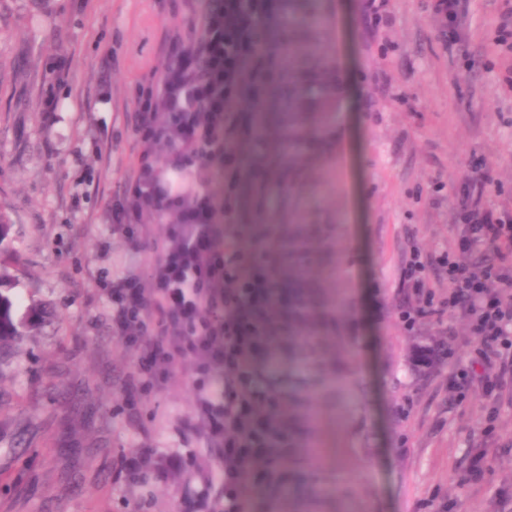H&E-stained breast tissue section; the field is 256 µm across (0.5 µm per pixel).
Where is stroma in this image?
<instances>
[{
    "instance_id": "obj_1",
    "label": "stroma",
    "mask_w": 512,
    "mask_h": 512,
    "mask_svg": "<svg viewBox=\"0 0 512 512\" xmlns=\"http://www.w3.org/2000/svg\"><path fill=\"white\" fill-rule=\"evenodd\" d=\"M157 2L0 0V209L15 249L0 259V292L17 314L48 316L0 366V512H188L200 473H219L196 443L188 373L128 403L134 356L90 281L146 262L165 226L151 223L136 252L101 219L135 157L134 84L162 63ZM432 4L387 0L376 23L364 0H314L320 22L299 48L333 68L341 101L330 151L276 210L279 223L321 228L313 277L336 316V378L312 391L316 512H512V383L492 404L479 390L458 400L447 365L422 376L413 357L466 336V320L435 314L408 330L398 315L412 248L430 258L454 246L455 191L474 160L491 176L487 204L512 212V60L490 41L512 0H469L453 51ZM57 32L79 70L47 129L41 64ZM104 75L107 105L94 98ZM172 450L197 455L182 479H117L124 454ZM478 457L482 479L461 483Z\"/></svg>"
}]
</instances>
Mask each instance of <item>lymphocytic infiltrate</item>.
I'll use <instances>...</instances> for the list:
<instances>
[{
  "label": "lymphocytic infiltrate",
  "mask_w": 512,
  "mask_h": 512,
  "mask_svg": "<svg viewBox=\"0 0 512 512\" xmlns=\"http://www.w3.org/2000/svg\"><path fill=\"white\" fill-rule=\"evenodd\" d=\"M205 37L185 40L165 32L163 48L174 62L172 74L152 69L136 86L131 127L138 146L136 162L121 191L105 208L111 231L137 243L147 224L165 213L178 221L153 241V255L138 272L97 275L99 293L109 307L112 333L135 355L128 390L141 399L176 375L175 352L192 361L194 412L202 447L223 446L227 418L224 399L213 393L214 367L234 364L238 352L225 340L224 208L237 197L227 184L224 114L236 90L218 50L225 41L220 0H197L194 13ZM209 111L201 112L197 103ZM222 182L213 193L203 177ZM487 179L476 177L458 191L453 221L462 230L456 248L425 263L412 251L401 285L412 290L400 319L406 328L427 316L464 313L470 355L457 360L452 346L425 347L420 367L452 362L451 384L458 396L475 388L495 399L512 378V214L494 212L484 201ZM482 256L481 265L470 264ZM448 276V299L435 305L427 286L430 266Z\"/></svg>",
  "instance_id": "obj_1"
}]
</instances>
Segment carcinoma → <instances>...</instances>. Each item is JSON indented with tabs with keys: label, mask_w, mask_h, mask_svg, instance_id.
I'll use <instances>...</instances> for the list:
<instances>
[{
	"label": "carcinoma",
	"mask_w": 512,
	"mask_h": 512,
	"mask_svg": "<svg viewBox=\"0 0 512 512\" xmlns=\"http://www.w3.org/2000/svg\"><path fill=\"white\" fill-rule=\"evenodd\" d=\"M230 2L225 27L231 79L238 86V97L257 100L264 86L253 72L250 56L270 42L271 34L251 24L253 0ZM305 31L303 24L295 22L279 35L283 65L275 151L264 146L265 115H249L247 136L242 133L243 115L237 108H230L225 116V125L235 130L227 155L238 166L239 185L249 186L255 206L264 210L267 221L247 227L241 209L236 208L224 222V253L238 270L227 287L241 301L232 310L227 340L239 350L240 371L251 377L249 384L241 386L233 377H224V387L231 391L224 408L230 417L238 401L250 402L251 413L239 417L229 434L236 440H249L259 423L264 441V448L247 460L224 459V512H250L254 496L265 500L270 512H292L303 487L298 477L307 472L304 445L309 439L311 401L300 386L301 376L293 372L283 377L280 364L302 361L332 373L326 340L336 330V321L311 277L318 263L319 229L314 224H290L284 229L271 213V203L282 196L283 187H299L324 153L333 118L336 84L331 68L298 63V44ZM64 52L60 38L56 56L43 63L46 92L54 93L66 84L57 66ZM244 232L262 242L244 249ZM22 336L13 301L0 294V351Z\"/></svg>",
	"instance_id": "cac0c4a2"
}]
</instances>
